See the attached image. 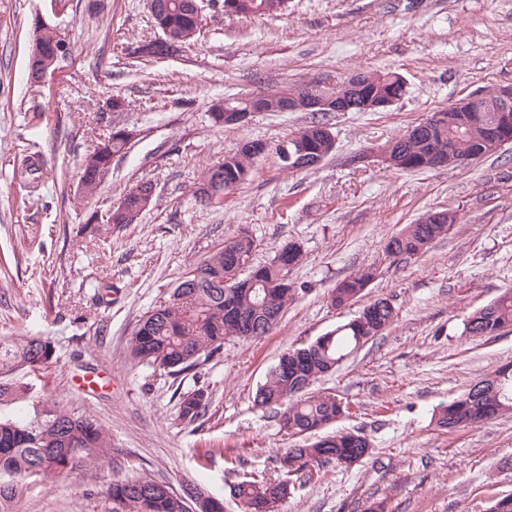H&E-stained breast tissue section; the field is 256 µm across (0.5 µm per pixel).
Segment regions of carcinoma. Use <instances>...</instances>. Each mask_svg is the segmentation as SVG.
I'll return each mask as SVG.
<instances>
[{
	"mask_svg": "<svg viewBox=\"0 0 512 512\" xmlns=\"http://www.w3.org/2000/svg\"><path fill=\"white\" fill-rule=\"evenodd\" d=\"M153 23L162 36L158 39H134L124 47L130 58L161 60L174 58L169 43L185 50L201 35L196 22L198 0H149ZM287 8L286 0H222L224 14L254 18L279 14ZM38 54L55 70L57 62L72 55V44L57 28L44 25L33 29L27 56ZM406 83L396 72H370L361 89L364 98L402 97ZM247 108L243 97L218 99L209 107L213 125L229 127L240 123L234 113L225 111ZM485 124H494L503 116L497 98L489 93L478 103ZM416 132L399 135L383 145L395 160L391 168L402 171L430 169L436 144L453 139L459 154L465 157L489 153L484 128L469 122L450 127L435 126L429 130L415 125ZM293 139L310 150L329 152L328 132L324 123L312 117L311 125L300 130ZM131 133L111 131L93 151L84 155L80 164V183L86 197L100 188L97 179L112 160L126 155ZM265 149L259 141L244 143L236 152L209 167L205 175L218 170L223 176V191L244 183L251 176L258 153ZM41 155L22 158L16 177L32 190L45 177ZM145 211L141 196L128 192L121 208L112 213V221L101 224L92 213L81 231L101 235L113 228L133 223L134 216ZM448 224H409L388 239L384 251L392 261L401 263L419 255L435 239L447 234ZM254 249L247 231L224 242L219 251L200 263V276L191 288L181 294L170 293L165 303L152 308L135 325L128 342L132 361L153 371L184 373L194 370L200 359H209L224 350L225 341L243 339L238 318L244 316L262 326L268 333V311L261 304L264 294L280 297L287 304L292 297L291 270L301 257L300 246L288 243L274 258L264 264L249 265ZM376 277L372 266L357 271L338 283L331 291V303L343 308L361 296ZM395 308L386 298L365 305L348 322L317 338L313 343L284 352L266 382L254 397V404L275 412L280 430L305 437V444L286 449L279 457L285 477H246L233 485L232 492L246 512H275L288 497L286 489L293 480H311L312 470L350 463L369 452L365 436L352 432L323 433L346 412L336 396L310 391L313 382L332 373L351 352L383 334L394 322ZM512 328V289L504 290L492 303L473 312L465 321L471 336H496ZM55 355L53 342L45 336L0 339V400L13 396L10 378L19 372L45 374ZM210 397L202 389L182 394L180 417L193 423L208 410ZM512 411V366L497 370L491 377L473 384L439 412L437 424L450 430L475 425L500 413ZM112 455V438L91 415H75L66 410L50 409L42 418L17 420L0 417V500L12 503L24 494L25 481L32 477L53 475L68 477L103 456ZM159 481L143 475H124L111 480L104 494L122 506L124 512H189L179 501L177 492L166 486L157 490Z\"/></svg>",
	"mask_w": 512,
	"mask_h": 512,
	"instance_id": "carcinoma-1",
	"label": "carcinoma"
}]
</instances>
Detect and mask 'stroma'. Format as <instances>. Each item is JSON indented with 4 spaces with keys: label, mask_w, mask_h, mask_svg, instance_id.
<instances>
[{
    "label": "stroma",
    "mask_w": 512,
    "mask_h": 512,
    "mask_svg": "<svg viewBox=\"0 0 512 512\" xmlns=\"http://www.w3.org/2000/svg\"><path fill=\"white\" fill-rule=\"evenodd\" d=\"M75 45L41 86L30 83L32 18ZM146 0H0V336L41 334L55 346L50 377L20 372L21 397L1 417L32 418L47 405L94 415L117 453L67 479L29 483L12 512H112L105 486L124 474L180 488L200 484L244 512L230 494L236 476L273 473L291 441L256 390L281 354L351 319L376 298L397 316L383 336L319 378L346 413L332 431H358L370 452L351 467H329L283 500L277 512H488L512 496V414L472 427H437L443 405L512 362V330L469 337L464 322L512 288V144L461 165L400 171L354 155L402 134L437 109L512 83V0H289L284 14L240 19L215 13L180 56L145 62L127 41L155 38ZM356 71H394L406 94L382 112H330L336 146L312 168H285L276 149L308 125V112H253L232 127L213 125L212 100L310 83ZM122 112L107 110L110 97ZM127 127L137 136L96 197L78 191L79 166L100 136ZM268 146L252 176L204 209L194 193L205 170L246 141ZM52 172L28 193L13 172L24 153ZM148 181L154 203L138 223L90 236L81 226ZM449 209L448 234L402 263L387 239L427 211ZM255 241L252 264L289 242L302 258L297 286L265 336L224 344L194 370L151 373L128 357L138 320L188 271L239 230ZM376 278L344 308L329 294L355 271ZM109 280L111 304L93 306L89 282ZM211 396L205 416H179L183 393Z\"/></svg>",
    "instance_id": "stroma-1"
}]
</instances>
